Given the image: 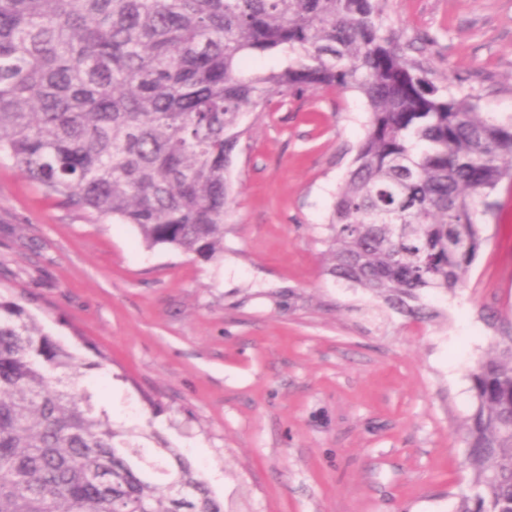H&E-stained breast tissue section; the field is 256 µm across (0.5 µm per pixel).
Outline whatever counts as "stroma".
Returning <instances> with one entry per match:
<instances>
[{
  "label": "stroma",
  "instance_id": "35a3bbf8",
  "mask_svg": "<svg viewBox=\"0 0 512 512\" xmlns=\"http://www.w3.org/2000/svg\"><path fill=\"white\" fill-rule=\"evenodd\" d=\"M383 24L477 111L512 115V0H385ZM367 117L351 89L245 114L215 261L146 248L0 156V293L85 362L114 427L162 433L226 512H455L469 487V374L512 335V183L462 288L425 295L436 318L387 309L323 272Z\"/></svg>",
  "mask_w": 512,
  "mask_h": 512
}]
</instances>
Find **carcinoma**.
I'll return each mask as SVG.
<instances>
[{"label": "carcinoma", "instance_id": "carcinoma-1", "mask_svg": "<svg viewBox=\"0 0 512 512\" xmlns=\"http://www.w3.org/2000/svg\"><path fill=\"white\" fill-rule=\"evenodd\" d=\"M382 15L383 0H0V154L59 203L211 260L243 115L353 89L368 123L325 271L432 319L422 294L462 286L485 201L512 181V117L438 84ZM265 57L279 66H244ZM82 366L0 294V512H224L179 449L113 427L72 382ZM470 378L473 474L455 512H512V338Z\"/></svg>", "mask_w": 512, "mask_h": 512}]
</instances>
